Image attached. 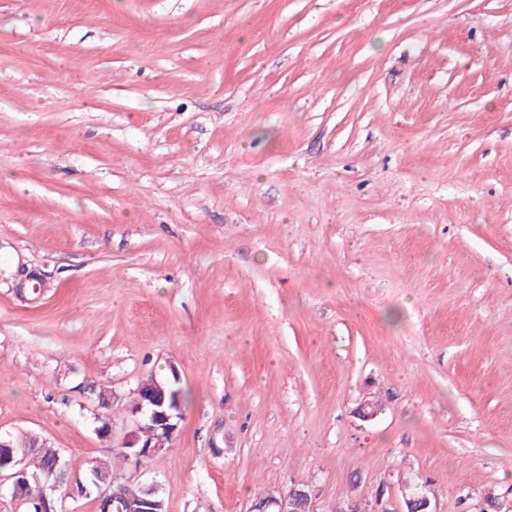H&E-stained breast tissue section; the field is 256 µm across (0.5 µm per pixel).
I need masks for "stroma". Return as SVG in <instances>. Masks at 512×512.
I'll use <instances>...</instances> for the list:
<instances>
[{
    "instance_id": "1",
    "label": "stroma",
    "mask_w": 512,
    "mask_h": 512,
    "mask_svg": "<svg viewBox=\"0 0 512 512\" xmlns=\"http://www.w3.org/2000/svg\"><path fill=\"white\" fill-rule=\"evenodd\" d=\"M173 371L168 512H512V0H0V432ZM311 498L304 488L292 487L287 493L271 494L264 504L252 506L250 512H311Z\"/></svg>"
}]
</instances>
